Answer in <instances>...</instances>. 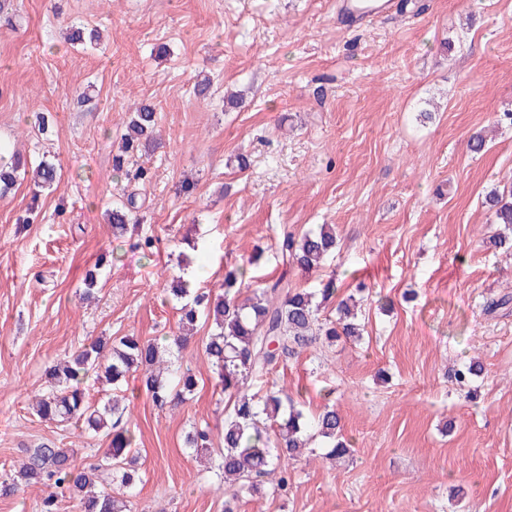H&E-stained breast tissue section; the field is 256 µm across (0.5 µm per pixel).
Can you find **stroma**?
<instances>
[{
  "label": "stroma",
  "instance_id": "1",
  "mask_svg": "<svg viewBox=\"0 0 512 512\" xmlns=\"http://www.w3.org/2000/svg\"><path fill=\"white\" fill-rule=\"evenodd\" d=\"M0 26V143L52 161L57 191L18 180L0 196V475L27 449H74L90 466L106 450L40 420L45 366L88 337L178 331L167 290L188 239L219 289L224 268L263 251L256 280L287 275L312 288L335 276L357 294L362 340L318 342L255 392L276 387L310 414L333 405L351 451L315 448L290 464L286 491L240 495V512H512V257L487 192L512 184V0H407L363 28L336 22V0H6ZM98 29L71 45L72 26ZM212 81L210 99L193 94ZM242 91L225 104V91ZM159 118L154 176L136 185L132 236L113 239L105 211L128 185L114 157L130 112ZM51 115L47 133L36 113ZM490 146L469 150L473 133ZM251 159L239 169L237 154ZM336 227L321 274L285 272L281 227ZM150 236L159 250L134 247ZM112 252L95 301L83 278ZM208 326L180 352L193 397L158 408L130 375L117 394L140 448L133 512H224L207 462L187 454L196 424L224 428L227 400L204 352ZM483 372L460 387L468 360Z\"/></svg>",
  "mask_w": 512,
  "mask_h": 512
}]
</instances>
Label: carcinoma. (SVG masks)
I'll return each mask as SVG.
<instances>
[{"mask_svg": "<svg viewBox=\"0 0 512 512\" xmlns=\"http://www.w3.org/2000/svg\"><path fill=\"white\" fill-rule=\"evenodd\" d=\"M156 112L141 105L126 127L124 150H149L156 141ZM23 162L17 154L3 151L0 156V194L15 185ZM37 187H56L57 168L43 161L36 171ZM492 223L512 227V185L494 188L485 196ZM141 205L129 193L115 203L109 221L112 235L121 239L129 231ZM337 236L331 224H320L297 237L284 229L280 252L286 264L310 275L320 270L325 259L336 251ZM262 253L252 255L248 265H230L224 272V293L214 295L191 287L182 276L172 278V294L183 301L180 307L181 333L143 339L125 335L119 338L97 336L82 347L44 369L45 387L36 398L39 419L59 426L76 425L89 432L104 433L109 448L97 463L90 466L95 479L74 461L70 448L41 444L27 449V459L0 481V494L13 495L33 484L51 489L39 504V512H55L58 491L78 501L81 512H131L137 477L130 469L123 471L121 483L126 494L112 492L113 469L137 459L134 434L124 421L127 408L117 397L98 407L90 402L89 380L119 387L130 372L140 374L141 382L152 402L160 407H175L197 389L195 375L163 357V353L180 350L189 342L184 330L203 318L212 325L205 343L212 372L228 396L229 408L224 430L219 437L221 448L213 446L209 426H195L184 439V447L196 455L206 454L211 469L224 480V512H238L239 492L246 489L274 493L288 488V465L297 460L303 448L317 439L329 441L327 456L340 458L349 452L342 439L341 417L326 406L310 416L294 405L282 389L264 394L248 392V382L268 374L283 360L300 354L318 340L334 342L344 336L359 338L363 328L356 322L349 300L336 307V319H320L323 304L336 296V282H319L317 288H291L279 279L259 282L246 301H239L240 286L247 267L258 264ZM102 256L87 272L83 296L97 291Z\"/></svg>", "mask_w": 512, "mask_h": 512, "instance_id": "cac0c4a2", "label": "carcinoma"}]
</instances>
